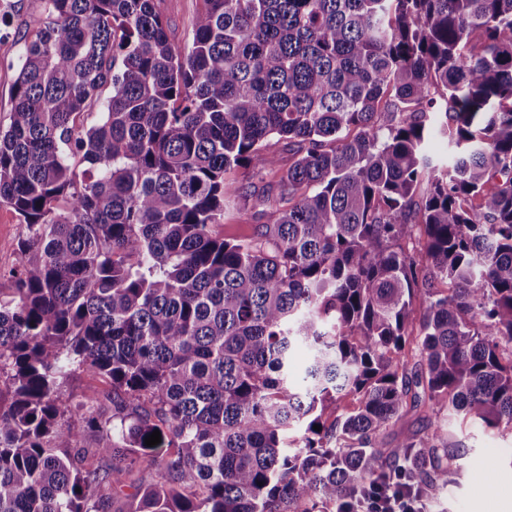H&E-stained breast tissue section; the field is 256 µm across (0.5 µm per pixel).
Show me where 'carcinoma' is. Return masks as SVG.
<instances>
[{"mask_svg": "<svg viewBox=\"0 0 512 512\" xmlns=\"http://www.w3.org/2000/svg\"><path fill=\"white\" fill-rule=\"evenodd\" d=\"M204 2L182 51L153 0L31 21L0 125L27 229L0 512H362L402 471L426 502L469 453L443 415L512 430V0ZM275 136L274 186L226 181L263 180ZM231 197L268 217L250 239L216 231ZM77 373L112 391L78 427ZM413 411L426 432L386 442ZM270 148L268 150V165L263 182H256L258 189L268 184H275L281 176L285 175L291 160V153L288 151V141L279 140L273 137L269 140Z\"/></svg>", "mask_w": 512, "mask_h": 512, "instance_id": "1", "label": "carcinoma"}]
</instances>
